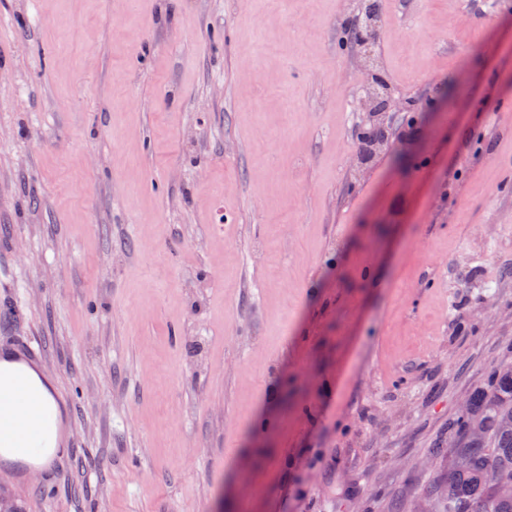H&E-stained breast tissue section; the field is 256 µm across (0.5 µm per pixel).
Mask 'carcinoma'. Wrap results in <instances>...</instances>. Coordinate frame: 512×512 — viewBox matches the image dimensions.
I'll return each mask as SVG.
<instances>
[{
	"mask_svg": "<svg viewBox=\"0 0 512 512\" xmlns=\"http://www.w3.org/2000/svg\"><path fill=\"white\" fill-rule=\"evenodd\" d=\"M448 447L437 454L452 461L441 512H512V495L495 480L512 482V366L493 369L486 388L469 396L448 423Z\"/></svg>",
	"mask_w": 512,
	"mask_h": 512,
	"instance_id": "1",
	"label": "carcinoma"
}]
</instances>
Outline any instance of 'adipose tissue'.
<instances>
[{"label": "adipose tissue", "instance_id": "adipose-tissue-1", "mask_svg": "<svg viewBox=\"0 0 512 512\" xmlns=\"http://www.w3.org/2000/svg\"><path fill=\"white\" fill-rule=\"evenodd\" d=\"M62 452L57 404L41 373L0 355V460L37 474Z\"/></svg>", "mask_w": 512, "mask_h": 512}]
</instances>
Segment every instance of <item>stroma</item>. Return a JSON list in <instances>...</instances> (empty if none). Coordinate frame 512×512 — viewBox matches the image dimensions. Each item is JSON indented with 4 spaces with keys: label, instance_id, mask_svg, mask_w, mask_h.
I'll return each instance as SVG.
<instances>
[{
    "label": "stroma",
    "instance_id": "1",
    "mask_svg": "<svg viewBox=\"0 0 512 512\" xmlns=\"http://www.w3.org/2000/svg\"><path fill=\"white\" fill-rule=\"evenodd\" d=\"M483 2L378 0L365 45L360 0H0V352L65 446L0 495L432 512L512 362V0Z\"/></svg>",
    "mask_w": 512,
    "mask_h": 512
}]
</instances>
